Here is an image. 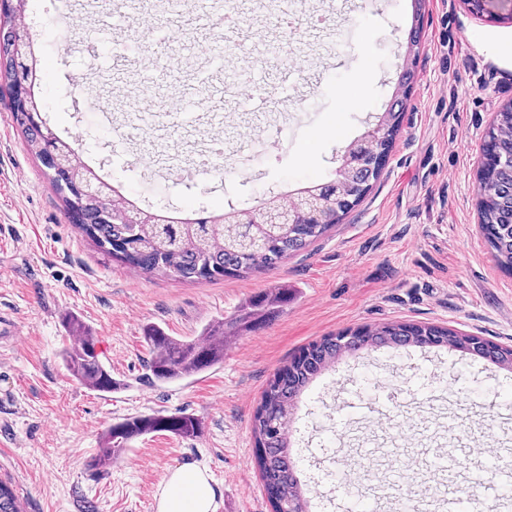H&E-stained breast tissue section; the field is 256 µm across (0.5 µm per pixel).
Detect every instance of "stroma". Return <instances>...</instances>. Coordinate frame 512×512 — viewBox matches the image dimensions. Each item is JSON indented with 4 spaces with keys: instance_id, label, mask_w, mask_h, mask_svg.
<instances>
[{
    "instance_id": "35a3bbf8",
    "label": "stroma",
    "mask_w": 512,
    "mask_h": 512,
    "mask_svg": "<svg viewBox=\"0 0 512 512\" xmlns=\"http://www.w3.org/2000/svg\"><path fill=\"white\" fill-rule=\"evenodd\" d=\"M287 2L273 9L268 0H238L235 47L218 71L204 54L221 46L204 0L164 15L127 11L115 39L89 43L58 23L64 10L84 19L79 0H28L23 19L47 127L80 137L85 164L164 216L252 210L328 182L344 148L392 103L403 102L404 112L379 180L325 236L275 268L193 283L124 268L70 224L0 93V319L18 329L0 342V479L25 512H155L159 483L187 461L211 472L216 512H272L254 413L275 372L309 343L359 326L422 322L512 346V275L497 268L475 206L482 136L512 99V5L494 0L490 21L465 0ZM161 25L195 41L181 70L171 71L167 42L152 36ZM371 31L378 37L370 43ZM409 67L415 77L405 87ZM247 68L270 91L263 103L235 77ZM289 76L294 89L285 94ZM343 87L359 90V109L337 111ZM188 97L198 102L193 112H169L156 124L129 119ZM217 111L224 165L189 177ZM282 284L292 291L287 310L233 338L221 363L162 386L138 382L149 357L145 327L191 338ZM71 314L97 336L123 389L93 391L63 366ZM359 397L388 401V417L347 413ZM157 412L194 415L197 436H141L91 474L112 423ZM400 429L403 447L386 454ZM288 434L310 512H442L448 491L479 495L489 473L469 464L433 475L430 457L457 445L512 454V370L449 347L346 353L300 395ZM366 438L381 450L367 469L356 463ZM406 466L419 484L390 492L394 471Z\"/></svg>"
}]
</instances>
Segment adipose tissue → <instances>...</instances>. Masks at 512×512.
<instances>
[{
    "mask_svg": "<svg viewBox=\"0 0 512 512\" xmlns=\"http://www.w3.org/2000/svg\"><path fill=\"white\" fill-rule=\"evenodd\" d=\"M216 493L208 470L186 462L161 481L156 512H215Z\"/></svg>",
    "mask_w": 512,
    "mask_h": 512,
    "instance_id": "adipose-tissue-1",
    "label": "adipose tissue"
}]
</instances>
